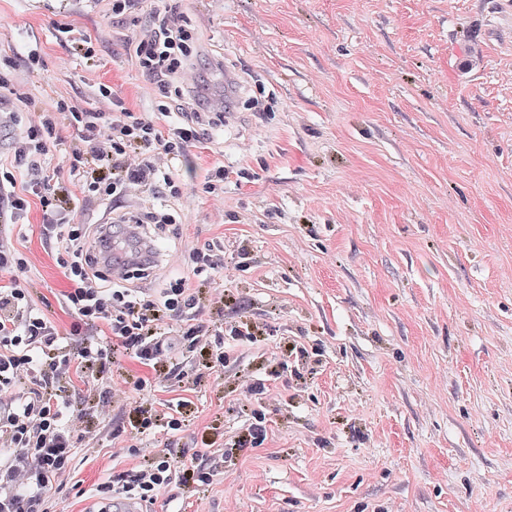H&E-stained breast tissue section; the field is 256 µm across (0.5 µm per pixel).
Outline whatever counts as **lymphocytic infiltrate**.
I'll return each instance as SVG.
<instances>
[{
    "label": "lymphocytic infiltrate",
    "instance_id": "f902f5d3",
    "mask_svg": "<svg viewBox=\"0 0 512 512\" xmlns=\"http://www.w3.org/2000/svg\"><path fill=\"white\" fill-rule=\"evenodd\" d=\"M114 17L142 18L124 36L125 48L143 80L154 91L160 112L180 111L167 126L137 115L111 84L94 85L97 106L60 95L22 121L17 112L0 113V129L22 125L7 158L0 159V222L27 220L39 207V234L56 243V262L66 286L62 308L72 318L68 333L22 288L19 276L31 267L28 257L0 238V512H48L52 495L74 480L75 439L87 428L79 400L96 398L102 406L125 411L127 425L146 435L155 428L182 427L186 400L154 403L130 400L125 387L105 383L113 355L134 359L147 372L140 386L178 379L192 389L195 374L178 375L165 366L182 351L205 353L214 366L224 364V342L203 319L204 308L223 310L224 298L202 301L198 288L224 274V252L207 247L193 255L192 274L164 284L143 297L132 273L114 276L111 240L129 225L162 228L177 223L172 207L182 195L178 167L190 149L204 146L208 129L224 123V107L207 91L212 76L223 75L224 59L209 53L198 30L172 4L145 8L144 0H109ZM76 135L63 144L58 129ZM84 198L111 205L108 224H84L65 207L56 191L65 178ZM209 476L172 453L144 455L130 471L98 484L95 494L153 503L173 481L197 483Z\"/></svg>",
    "mask_w": 512,
    "mask_h": 512
}]
</instances>
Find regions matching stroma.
<instances>
[{
  "mask_svg": "<svg viewBox=\"0 0 512 512\" xmlns=\"http://www.w3.org/2000/svg\"><path fill=\"white\" fill-rule=\"evenodd\" d=\"M209 48L248 96L191 149L180 179L200 185L223 162L224 201L176 202L161 238L154 294L193 252L224 248L230 275L216 323L260 334L221 370L193 352L172 372L200 377L184 422L154 446L184 460L204 444L225 456L207 485L173 482L147 512H512V0H187ZM111 29L106 0H0V52L35 105L63 91L91 98L87 71L154 117L121 45L71 59L61 13ZM44 67L29 72V49ZM21 282L59 323L66 285L34 226ZM294 346L293 355L285 347ZM278 399L244 412V375ZM80 487L50 512H88L96 485L131 469L113 437L120 410L82 405ZM266 437L233 444L256 419Z\"/></svg>",
  "mask_w": 512,
  "mask_h": 512,
  "instance_id": "stroma-1",
  "label": "stroma"
}]
</instances>
